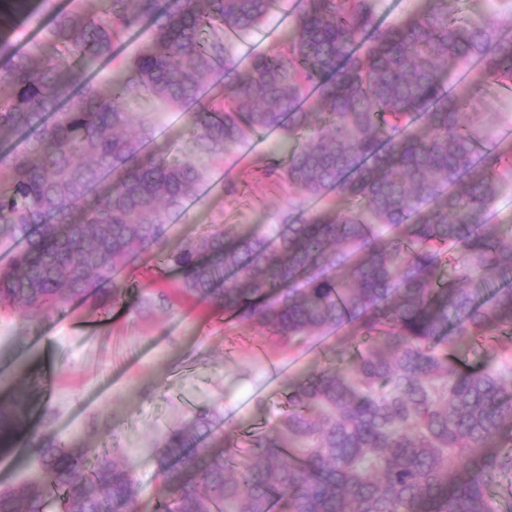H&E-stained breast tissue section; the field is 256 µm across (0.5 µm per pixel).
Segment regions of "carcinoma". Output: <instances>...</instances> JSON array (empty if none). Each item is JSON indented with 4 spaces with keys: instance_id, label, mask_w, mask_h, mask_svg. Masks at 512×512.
Listing matches in <instances>:
<instances>
[{
    "instance_id": "obj_1",
    "label": "carcinoma",
    "mask_w": 512,
    "mask_h": 512,
    "mask_svg": "<svg viewBox=\"0 0 512 512\" xmlns=\"http://www.w3.org/2000/svg\"><path fill=\"white\" fill-rule=\"evenodd\" d=\"M277 0H104L56 15L18 53L0 40V309L49 318L76 299H124L136 250H159L179 290L301 348L355 343L350 364L288 387L276 424L245 454L206 439L202 411L163 444L154 512H501L512 474V356L478 366L452 353L512 332V225L489 212L512 185V143L471 112L474 91L512 82V37L450 0L382 23L377 0H298L281 50L237 58L229 37ZM151 23L135 56L115 44ZM112 61L111 77L89 72ZM224 96L206 99L212 75ZM151 97L189 113L197 152L222 156L275 130L303 138L271 172L319 201L262 231L218 226L161 251L169 216L204 171L147 150L133 112ZM452 276H446L447 266ZM111 285L108 295L100 286ZM32 399L0 404V444ZM41 479L0 489V512H136L131 473L47 433Z\"/></svg>"
}]
</instances>
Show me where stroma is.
I'll list each match as a JSON object with an SVG mask.
<instances>
[{"mask_svg":"<svg viewBox=\"0 0 512 512\" xmlns=\"http://www.w3.org/2000/svg\"><path fill=\"white\" fill-rule=\"evenodd\" d=\"M76 4L27 0L21 11L0 13V39L26 51L57 12ZM140 109L153 124L150 150L191 157L187 119L172 120V106L156 100ZM280 149L277 137L260 146L250 140L204 160L206 179L195 204L169 218L167 251L216 225L249 230L313 208L266 175ZM123 275L136 287L114 304L77 300L49 319L0 311V403L20 392L33 398L26 431L0 453V485L28 470L35 454L29 434L39 430L86 448L88 463L103 455L120 462L136 481L137 512H152L163 493L156 470L169 433L209 410L221 420L209 445L231 440L247 451L254 429H268L283 411L290 381L350 359L335 338L291 351L261 326L184 297L177 275L157 254L140 255Z\"/></svg>","mask_w":512,"mask_h":512,"instance_id":"35a3bbf8","label":"stroma"}]
</instances>
